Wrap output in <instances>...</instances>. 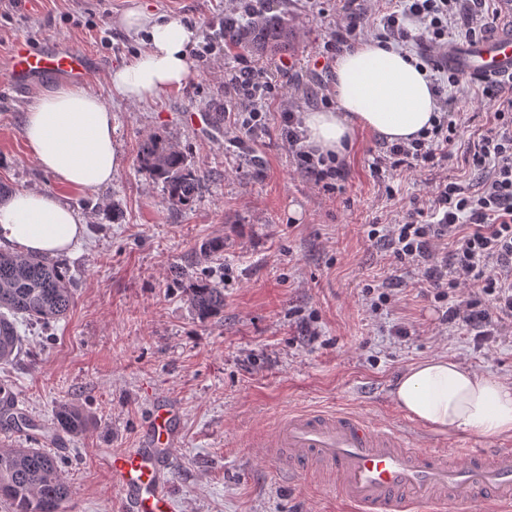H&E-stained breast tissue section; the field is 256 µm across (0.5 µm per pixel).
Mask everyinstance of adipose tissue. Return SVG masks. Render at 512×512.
<instances>
[{"label": "adipose tissue", "instance_id": "adipose-tissue-1", "mask_svg": "<svg viewBox=\"0 0 512 512\" xmlns=\"http://www.w3.org/2000/svg\"><path fill=\"white\" fill-rule=\"evenodd\" d=\"M146 48L113 68L114 96L141 102L181 85L194 69L196 28L146 10L122 18ZM336 107L307 113L310 146L343 155L354 128L396 142L430 128L439 100L427 71L407 51L364 40L342 52L334 67ZM112 107L97 94L66 86L29 105L22 132L31 155L58 184L99 188L122 164L112 139ZM87 230L62 196L15 191L0 203V248L54 258L71 254ZM392 398L421 426L437 432L512 436V382L473 372L459 360L436 356L405 371Z\"/></svg>", "mask_w": 512, "mask_h": 512}]
</instances>
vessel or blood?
I'll list each match as a JSON object with an SVG mask.
<instances>
[{
  "mask_svg": "<svg viewBox=\"0 0 512 512\" xmlns=\"http://www.w3.org/2000/svg\"><path fill=\"white\" fill-rule=\"evenodd\" d=\"M501 21L486 35L449 47L443 63L475 79L512 78V0H499ZM94 71L86 52L65 44L35 50L15 41L7 83L19 89L54 76L85 82ZM176 409L154 405L141 447L109 454L121 512H172L169 458ZM264 453L288 469L331 472L348 512H412L417 503L437 508L480 502L489 512H512V449L469 450L455 442L456 460L412 447L394 427L348 412L306 410L289 415L262 442Z\"/></svg>",
  "mask_w": 512,
  "mask_h": 512,
  "instance_id": "vessel-or-blood-1",
  "label": "vessel or blood"
}]
</instances>
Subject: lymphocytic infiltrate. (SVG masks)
I'll use <instances>...</instances> for the list:
<instances>
[{
	"label": "lymphocytic infiltrate",
	"instance_id": "1",
	"mask_svg": "<svg viewBox=\"0 0 512 512\" xmlns=\"http://www.w3.org/2000/svg\"><path fill=\"white\" fill-rule=\"evenodd\" d=\"M375 14L382 43L419 40L421 65L435 73L443 71L439 58L450 43L484 35L499 17L497 0H391L385 8L380 0H344L319 57L332 62ZM459 85L453 72L435 84L440 115L432 127L417 137L384 144L371 164L374 175L384 181L401 170L432 176L431 200L394 222L370 225L367 237L384 248L393 265L420 272L446 304L441 323L465 328L482 344L497 335L501 323L512 320V83L483 81L476 90L492 122L467 153L479 180L474 187L442 175L462 127L448 94ZM272 90L267 75L246 60L225 72L224 97L234 115L227 128L232 143H243L265 125ZM280 118L281 135L297 168L317 187L335 189L346 175L344 161L307 145L298 109L285 107Z\"/></svg>",
	"mask_w": 512,
	"mask_h": 512
}]
</instances>
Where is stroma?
I'll use <instances>...</instances> for the list:
<instances>
[{
	"label": "stroma",
	"instance_id": "obj_1",
	"mask_svg": "<svg viewBox=\"0 0 512 512\" xmlns=\"http://www.w3.org/2000/svg\"><path fill=\"white\" fill-rule=\"evenodd\" d=\"M226 0H15L0 14V76L12 43L54 38L92 53L100 69L87 87L110 97L115 64L142 51L120 24L142 8L195 25L200 43L223 42ZM336 0H270L269 12L296 32L288 49L258 57L275 86L265 129L242 147L224 137V68L235 53L197 64L181 86L140 103H118L113 139L122 166L106 188L55 183L37 165L22 135L32 101L61 87L40 79L19 94L0 79V186L53 191L87 225L79 252L65 263L75 305L49 329L24 325V353L0 367L18 408L43 432L71 486L66 512H117L118 492L101 449L139 447L156 398L178 407L170 477L175 512H342L329 477L294 475L268 460L255 441L286 415L342 410L400 426L420 448L446 450L451 435L409 419L391 396L409 366L436 355L512 381V324L474 345L460 328L439 322V305L415 270H396L367 238L432 193L427 176L400 173L383 186L369 165L381 141L352 133L342 190L314 187L297 170L280 131L288 85L307 87L301 112L322 110L332 74L315 67ZM291 69L282 72L281 61ZM468 122L448 163L449 177L475 178L464 162L469 140L489 125L487 107L459 97ZM157 134L205 172L192 205H169L161 185L138 168L142 141ZM224 242L200 263L199 247ZM225 281L224 312L200 322L184 287L200 272ZM400 278L391 300L370 307L367 286ZM406 328L403 336L395 328ZM80 406L88 426L59 432L58 405Z\"/></svg>",
	"mask_w": 512,
	"mask_h": 512
}]
</instances>
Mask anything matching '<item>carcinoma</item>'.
<instances>
[{
	"label": "carcinoma",
	"mask_w": 512,
	"mask_h": 512,
	"mask_svg": "<svg viewBox=\"0 0 512 512\" xmlns=\"http://www.w3.org/2000/svg\"><path fill=\"white\" fill-rule=\"evenodd\" d=\"M294 38L287 24L261 11L245 28H224V47L257 55L284 49ZM138 163L149 180L162 185L165 199L173 205H191L206 180L180 149L156 135L143 140ZM187 300L204 321L224 310V286L201 280L189 290ZM74 302V281L58 261L0 252V365L12 363L22 352L19 322L49 326L66 317ZM55 420L57 428L67 433H78L85 426L83 411L73 404L58 406ZM21 424L14 399H0V430L18 432ZM70 495L56 458L39 448L0 451V500L9 503L12 512H65Z\"/></svg>",
	"instance_id": "1"
}]
</instances>
